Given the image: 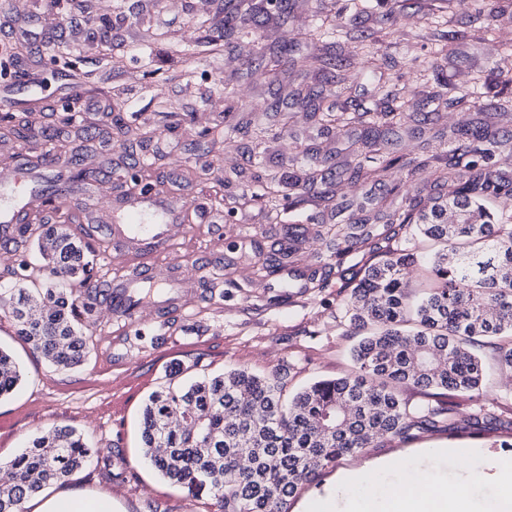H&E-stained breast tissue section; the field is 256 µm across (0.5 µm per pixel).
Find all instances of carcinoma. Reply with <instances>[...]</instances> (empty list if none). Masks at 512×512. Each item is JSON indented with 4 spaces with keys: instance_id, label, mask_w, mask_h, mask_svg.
Instances as JSON below:
<instances>
[{
    "instance_id": "1",
    "label": "carcinoma",
    "mask_w": 512,
    "mask_h": 512,
    "mask_svg": "<svg viewBox=\"0 0 512 512\" xmlns=\"http://www.w3.org/2000/svg\"><path fill=\"white\" fill-rule=\"evenodd\" d=\"M298 8V0H277L274 7L269 0H224V27L212 29L211 44L241 32L261 44L245 60L224 53L225 83H251L265 69L277 88L269 98L265 89L258 91L251 117L207 127L200 137H222L224 153L234 154L247 134L258 149L269 115L286 123L288 113L308 112L319 131L336 134L350 150L322 156L306 148L289 161L287 173L270 159L251 174L258 190L229 194L221 188L210 203L224 211L226 224L240 210L257 208L266 223L278 224L290 210L313 207L310 221L320 225L315 233L328 240L331 252L303 287L324 288L331 276L345 277L343 257L366 256L347 313L352 328L369 335L354 351L351 375L318 381L290 400L283 394L285 368L269 377L233 369L149 396L140 420L143 460L189 496L209 498L214 512H288L300 486L374 439L448 426L453 405L411 404L398 388L480 392L483 367L474 352L480 337H511L499 347V358L512 371V278L502 275L512 267V216L485 205L512 193V140L488 127L456 129L428 117L448 110L512 112V45L490 62L473 63L472 87L460 90L448 80L461 45L489 40L512 3L472 0L463 16L454 0H313L308 24L293 44L282 43L279 31ZM383 12L416 21L394 29L381 22ZM343 44L352 45L348 58L338 54ZM353 60L360 71L350 83L345 71ZM405 135L420 140L418 151H397ZM160 161L153 150L131 181L155 189L145 173L160 169ZM394 169L404 179L391 185ZM96 174L77 159L67 183ZM344 177L365 191L333 206L332 181ZM432 184L445 193L421 209L420 194ZM409 224L440 245L418 299L406 279L417 254L411 240L399 236ZM39 228L38 251L54 281L1 292L0 310L34 352L70 370L89 354L82 329L104 296L93 262L94 234L85 228L75 237L61 224ZM31 236V224L13 225L16 247L27 246ZM381 240L396 241V249L377 259ZM21 381L19 365L0 349V396ZM96 455L73 428L45 431L4 463L18 481L0 484V512H24L29 497L65 481Z\"/></svg>"
}]
</instances>
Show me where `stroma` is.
<instances>
[{"mask_svg": "<svg viewBox=\"0 0 512 512\" xmlns=\"http://www.w3.org/2000/svg\"><path fill=\"white\" fill-rule=\"evenodd\" d=\"M27 19L37 20L42 36L52 46L72 49L78 61L64 69L51 64L49 52L40 45L19 54L10 38L0 39V97L16 79L31 75L38 84L37 95L10 109L14 124L25 126L29 138H0V170L22 149L69 157L77 151L78 130L103 139L113 162L125 164L135 134L148 133L165 156L166 180L159 191L181 209L178 230L167 251L147 257L138 246L114 245L107 225L121 183L95 179L87 195L98 219L97 277L109 280L145 270L155 280L179 277L195 281L196 287L187 297L168 293L166 308L143 306L130 321L99 308L85 332L90 355L74 370L50 365L0 312V348L13 355L23 372L21 385L0 398V459L14 457L53 426H71L101 449L103 457L73 474L64 484L66 490L106 496L112 512H148L152 506L160 512H211V500L187 497L144 462L139 422L145 400L170 382L231 368L269 376L288 366L290 395L315 381L348 375L352 349L359 341L345 315L349 291L336 278L317 292L280 287L277 280L256 277L250 251L228 248L230 241L247 236L266 252H275L287 225L293 224L298 242L290 262L305 270L327 254L325 241L315 237L305 215L290 212L283 223L264 224L256 212L243 211L228 224L223 215L204 206L216 180L229 181L235 191L245 189V182L234 174L254 166L248 156L225 154L223 142L205 150L197 146L200 129L224 120V58L207 45L210 26L224 23L222 0H0V28ZM104 27L111 28L115 42L100 39ZM173 43L193 53L192 64L174 67L165 61L163 48ZM116 54L124 59L118 70L112 67ZM75 86L82 88V96L72 95ZM116 89L129 102L120 128L113 125L110 110ZM169 98L194 112V121L176 126L158 113L157 101ZM91 102L100 103L101 111L88 110ZM289 127L285 133L280 124H273L270 134L269 149L281 163L308 145L335 152V137L317 135L305 113H295ZM497 346L490 338L477 348L487 371L481 395L454 399L461 426L419 431L401 440L381 439L343 457L300 486L288 502V512H345L347 503L336 492L337 475L380 460L393 463L383 477L387 483L402 482L416 470L437 488L465 484L469 512H481L501 498L498 485L486 479L483 463L416 454L431 445L481 447L501 462L512 461V390L500 384ZM481 405L492 408L496 420L466 426V418Z\"/></svg>", "mask_w": 512, "mask_h": 512, "instance_id": "35a3bbf8", "label": "stroma"}]
</instances>
